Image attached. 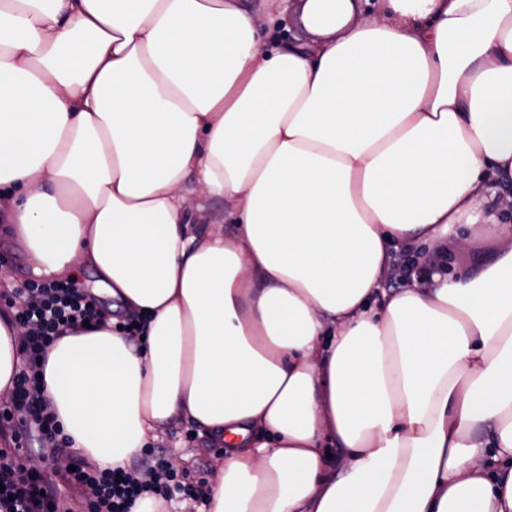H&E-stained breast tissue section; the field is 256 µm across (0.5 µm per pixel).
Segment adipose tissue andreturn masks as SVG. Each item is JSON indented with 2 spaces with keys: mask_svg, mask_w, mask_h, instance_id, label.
I'll return each instance as SVG.
<instances>
[{
  "mask_svg": "<svg viewBox=\"0 0 512 512\" xmlns=\"http://www.w3.org/2000/svg\"><path fill=\"white\" fill-rule=\"evenodd\" d=\"M248 2L0 0V222L147 321L59 338L40 397L100 469L200 426L201 512H512V0ZM292 14L317 42L262 47ZM485 256L486 252L482 246H477L470 251L463 252L458 250L454 243L448 242V261L453 263L454 266L474 269L479 266Z\"/></svg>",
  "mask_w": 512,
  "mask_h": 512,
  "instance_id": "adipose-tissue-1",
  "label": "adipose tissue"
}]
</instances>
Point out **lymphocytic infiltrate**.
Returning a JSON list of instances; mask_svg holds the SVG:
<instances>
[{
    "label": "lymphocytic infiltrate",
    "mask_w": 512,
    "mask_h": 512,
    "mask_svg": "<svg viewBox=\"0 0 512 512\" xmlns=\"http://www.w3.org/2000/svg\"><path fill=\"white\" fill-rule=\"evenodd\" d=\"M13 305L14 319L26 331L20 345L25 367L16 379L13 397L14 408L24 419L11 436V447L0 448V512H59V486L21 464L31 432H38L49 447L69 445L50 404L38 395L40 362L61 336L84 323L101 322L102 315L96 302L68 280L26 284L15 289ZM74 478L88 491V512H130L145 495L169 502L179 495L195 498L200 494L161 457L112 469H79Z\"/></svg>",
    "instance_id": "1"
}]
</instances>
